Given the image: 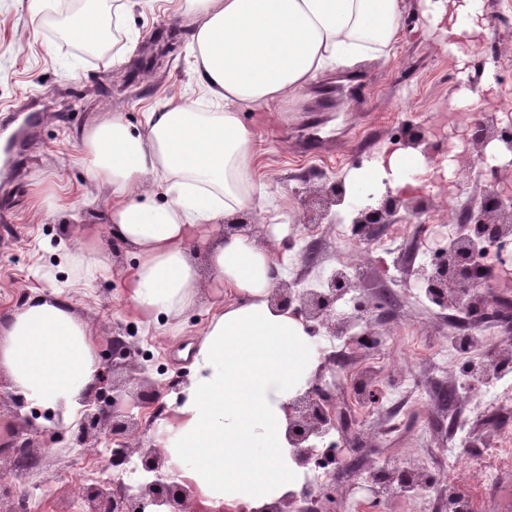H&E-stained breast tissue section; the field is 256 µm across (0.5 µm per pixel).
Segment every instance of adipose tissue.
<instances>
[{"mask_svg": "<svg viewBox=\"0 0 512 512\" xmlns=\"http://www.w3.org/2000/svg\"><path fill=\"white\" fill-rule=\"evenodd\" d=\"M182 8L198 19L197 80L223 111L173 99L148 114L142 131L113 116L86 135L83 160L114 198L112 237L136 252L129 302L146 321L199 302L192 234L206 245L221 289L152 445L206 512H261L300 487L288 442L291 402L319 361L304 319L269 301L284 271L273 247L218 234L243 211L267 224L290 221L288 207L255 178L256 133L240 114L299 99L364 58H385L401 0H182ZM421 161L419 150L398 149L351 181L402 191ZM148 179L163 183L165 202L138 201ZM98 371L94 331L66 298H32L0 324V376L26 402L56 410L61 424L75 422Z\"/></svg>", "mask_w": 512, "mask_h": 512, "instance_id": "1", "label": "adipose tissue"}]
</instances>
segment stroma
Returning a JSON list of instances; mask_svg holds the SVG:
<instances>
[{"mask_svg":"<svg viewBox=\"0 0 512 512\" xmlns=\"http://www.w3.org/2000/svg\"><path fill=\"white\" fill-rule=\"evenodd\" d=\"M472 2L482 31L461 55L448 52L439 31L423 18V0H403L400 36L386 63L368 62L326 76L300 100L244 113L258 135L257 179L294 208V222L279 237L276 251L287 257L288 279L298 288L318 287L344 269L355 274L362 293L371 295L391 278L411 279L409 254L445 246V239L418 236L416 226L406 223L382 225L381 235L394 241L385 254L349 229L339 238L332 225L321 224L311 243L302 229L314 216L311 200L323 196L332 181H345L351 171L373 163L382 150L402 147L409 127H425L440 154H447L452 138L472 151L471 133L450 114V102L466 103L473 112L483 111L490 98L512 103V0ZM29 4L0 0V119L30 102L45 114L24 161L0 166V317L23 307L33 294L57 292L93 328L97 354H108L113 336L133 331L160 384L156 407L163 414L187 380L189 363L178 352L182 343L197 339L209 318L207 303L147 326L126 304L129 273L136 264L133 249L105 243L112 272L93 280L79 278L61 255L90 231L105 232L109 223L106 193L82 161L86 134L115 113L142 129L145 114L173 97L206 102L193 77V20L180 12L179 0H125L122 29L135 37L136 45L116 62L48 28L53 4L35 11ZM484 188V182L465 178L441 196L424 185L407 193L431 197L433 205L420 222L434 225L479 202ZM308 248L316 253L317 266L302 260ZM379 329L384 342L371 351L344 345L323 329L315 337L319 356L335 355L343 375L333 392L337 407L349 408L351 384L369 366L385 399L407 403L398 416L381 407L350 411L328 434L336 445L335 468L310 471L306 477L326 485L336 512H349V438L364 448L361 471L411 463L440 483L450 478L442 451L448 418L441 392L463 378L460 363L446 366L436 355L448 345V312L418 289L399 286ZM23 420L37 431L39 464L33 478L45 486L34 512H82L81 491L94 476H117L128 485L137 481V474L113 467L110 429H101L84 447L76 444L75 429L58 427L48 408L0 402V430L15 434Z\"/></svg>","mask_w":512,"mask_h":512,"instance_id":"1","label":"stroma"}]
</instances>
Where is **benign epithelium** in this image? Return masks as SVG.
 I'll return each mask as SVG.
<instances>
[{"instance_id":"7a95c632","label":"benign epithelium","mask_w":512,"mask_h":512,"mask_svg":"<svg viewBox=\"0 0 512 512\" xmlns=\"http://www.w3.org/2000/svg\"><path fill=\"white\" fill-rule=\"evenodd\" d=\"M469 127L474 130L472 141L497 140L506 151L512 153V119L499 121L495 125L486 124L479 114H472ZM429 207L424 198L405 200L399 196L386 194L380 199L370 193L354 208L356 216L353 224L357 232L368 238L375 229L388 223V217L397 211L405 210V219L413 222ZM463 223L468 225V234L462 236L452 247L437 248L434 251L430 268L419 272L415 287L421 288L435 305L446 308L455 305L463 309L471 318L470 326L479 327L493 317L506 333H512V313L499 309L490 313V302L475 292V286L482 274L471 246L472 240L490 239L496 245V257L503 269L512 265V198L504 200L494 194L483 196L478 207L469 206L462 212ZM356 288L354 277L346 274H331L319 288L296 289L284 280L277 282L270 294V302L275 306L294 307L309 323L310 333L318 327L327 329L329 335L356 344L365 349L382 345V333L375 330L380 320V311L388 303L382 295L376 301L364 296H352V305L344 308L340 301ZM134 343L124 336L112 337L111 357L101 366L92 392L84 401L83 416L78 429V437L83 439L96 434L105 426H111L112 435L125 437L138 427L135 415L118 409L116 386L111 384V368L120 361L129 362V374L125 384L137 389L136 405L142 407L158 398V382L149 376L146 365L134 359ZM292 418L288 425V440L293 447V458L298 467L304 469L325 468L336 462V455L325 450L316 451L311 444L336 428L335 403L330 386L324 378V367H319L305 385L297 391L292 400ZM14 469L25 472L24 464L37 461L33 454L30 438L17 433ZM135 470L140 480L134 485L122 481H95L83 488L87 509L84 512H190L188 508L191 491L176 482L168 473L166 459L160 451L149 447H138V460ZM433 482L429 476L419 471L391 472L379 469L368 474L360 483L353 486L349 498L355 501L366 500L377 506L386 496L400 488L425 489L424 483ZM261 512H329L324 508L321 491L312 483L305 482L299 490L288 493Z\"/></svg>"}]
</instances>
